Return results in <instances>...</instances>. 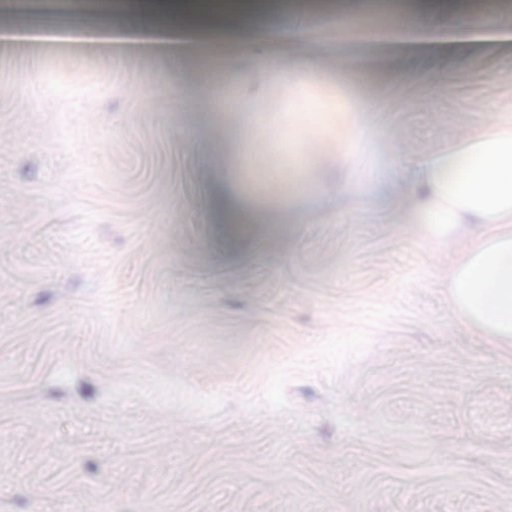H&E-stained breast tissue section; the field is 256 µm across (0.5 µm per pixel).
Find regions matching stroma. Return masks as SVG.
<instances>
[{
	"label": "stroma",
	"mask_w": 512,
	"mask_h": 512,
	"mask_svg": "<svg viewBox=\"0 0 512 512\" xmlns=\"http://www.w3.org/2000/svg\"><path fill=\"white\" fill-rule=\"evenodd\" d=\"M165 26L0 0V512H512V349L395 197L512 118V0H268L138 42ZM277 69L355 83L354 162L335 95ZM230 171L309 196L229 220Z\"/></svg>",
	"instance_id": "stroma-1"
}]
</instances>
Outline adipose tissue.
I'll return each mask as SVG.
<instances>
[{"label": "adipose tissue", "instance_id": "1", "mask_svg": "<svg viewBox=\"0 0 512 512\" xmlns=\"http://www.w3.org/2000/svg\"><path fill=\"white\" fill-rule=\"evenodd\" d=\"M169 19L167 37L179 41L197 16L198 0H149ZM324 83L341 91L336 152L347 158L361 137L365 110L343 73ZM409 223L456 241L472 224L484 226L475 243L448 266V300L455 315L484 335L512 344V120L495 118L422 158L400 192Z\"/></svg>", "mask_w": 512, "mask_h": 512}]
</instances>
